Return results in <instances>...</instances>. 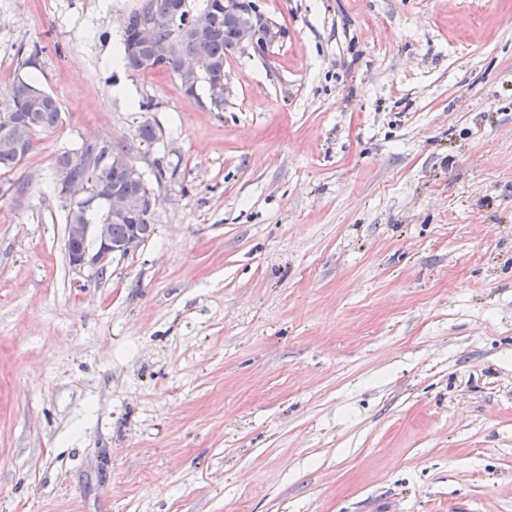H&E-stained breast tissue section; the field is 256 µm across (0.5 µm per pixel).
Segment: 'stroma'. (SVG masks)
<instances>
[{"mask_svg": "<svg viewBox=\"0 0 512 512\" xmlns=\"http://www.w3.org/2000/svg\"><path fill=\"white\" fill-rule=\"evenodd\" d=\"M140 5L0 0V106H62L0 174V512H512V0H260L220 112L114 65ZM86 142L158 199L99 279ZM114 150L116 152L112 153ZM103 151H110L112 159L109 154L104 155L100 160V167H109L112 164L109 168H100L98 165V156ZM123 151L127 149L120 145L83 144L75 152L65 151L58 157L57 164L63 169L66 181L85 182L63 184V175L60 173L59 195L64 204L67 207L71 204L74 208L80 206L85 210L106 205L112 212L111 218L105 207L87 214L79 207L74 211L67 210V254L70 266L78 272L90 268L98 277L102 276L115 257L134 253L154 232L153 210H141L152 209L157 203V198L146 184L139 198H131L138 196L142 191V181L127 179L122 173L117 172H141L127 154L117 153ZM114 178L121 182L124 190L119 183L112 182ZM104 181L112 183V197L98 196L92 193L86 184L92 182L91 186L99 190ZM127 224L129 230L126 235ZM139 224L144 232L149 233L147 239ZM89 239L94 242L92 246L88 244Z\"/></svg>", "mask_w": 512, "mask_h": 512, "instance_id": "stroma-1", "label": "stroma"}]
</instances>
